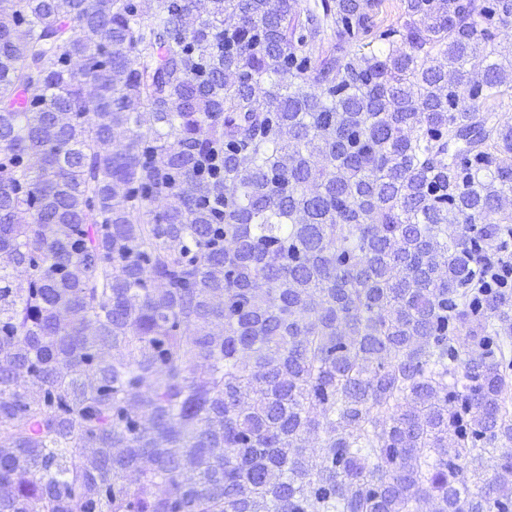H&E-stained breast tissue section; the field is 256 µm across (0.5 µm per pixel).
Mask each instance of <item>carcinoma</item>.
I'll list each match as a JSON object with an SVG mask.
<instances>
[{"label": "carcinoma", "instance_id": "carcinoma-1", "mask_svg": "<svg viewBox=\"0 0 512 512\" xmlns=\"http://www.w3.org/2000/svg\"><path fill=\"white\" fill-rule=\"evenodd\" d=\"M382 3L0 0V512H512V0Z\"/></svg>", "mask_w": 512, "mask_h": 512}]
</instances>
